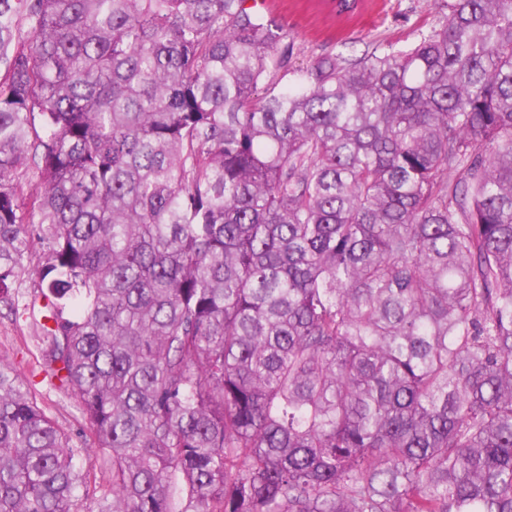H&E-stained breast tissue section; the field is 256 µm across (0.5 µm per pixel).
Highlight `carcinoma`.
Listing matches in <instances>:
<instances>
[{"mask_svg": "<svg viewBox=\"0 0 512 512\" xmlns=\"http://www.w3.org/2000/svg\"><path fill=\"white\" fill-rule=\"evenodd\" d=\"M248 2L0 0V309L82 425L0 359V512H512V0L284 87Z\"/></svg>", "mask_w": 512, "mask_h": 512, "instance_id": "1", "label": "carcinoma"}]
</instances>
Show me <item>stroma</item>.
<instances>
[{
	"mask_svg": "<svg viewBox=\"0 0 512 512\" xmlns=\"http://www.w3.org/2000/svg\"><path fill=\"white\" fill-rule=\"evenodd\" d=\"M272 2L273 17L295 44L288 62L292 73L323 53L359 55L371 42L399 46L414 42L439 17V0H368L366 8L348 20L337 18L333 0ZM36 345V331L29 320L0 316V359L19 367L58 424L71 436H78L81 423L73 400L45 379Z\"/></svg>",
	"mask_w": 512,
	"mask_h": 512,
	"instance_id": "1",
	"label": "stroma"
}]
</instances>
